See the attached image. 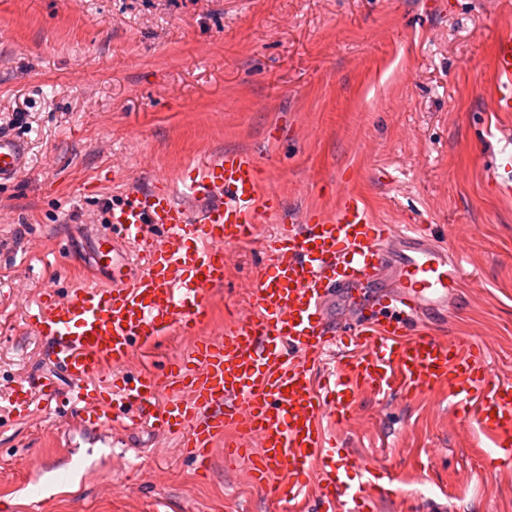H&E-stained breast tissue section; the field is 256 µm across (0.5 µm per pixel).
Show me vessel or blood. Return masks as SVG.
I'll list each match as a JSON object with an SVG mask.
<instances>
[{
    "label": "vessel or blood",
    "mask_w": 512,
    "mask_h": 512,
    "mask_svg": "<svg viewBox=\"0 0 512 512\" xmlns=\"http://www.w3.org/2000/svg\"><path fill=\"white\" fill-rule=\"evenodd\" d=\"M494 109L512 115V30L496 39ZM493 176L512 197V131ZM26 165L23 143L0 135V185ZM277 197L262 189L254 154L198 160L179 187L127 193L114 206L106 244L112 281L87 280L63 296L43 293L30 319L71 384L82 422L108 428L128 420L179 436L183 455L208 467L216 445L227 464H247L252 479L288 512H303L302 493L320 490L321 512H370L371 470L352 454L337 455L322 431L324 417L345 422L362 391L415 397L443 394L450 407L493 449L512 447V382L492 379L482 344L469 336L442 340L425 329L447 312L461 278L429 226L379 224L362 199L342 194L334 213L305 212L268 238L270 259L250 284L251 314L218 340L201 338L175 356L165 376L124 374L134 345L149 346L173 330L191 333L207 316L206 295L224 284V252L254 239L257 224L280 217ZM394 277L369 313L334 328L329 304ZM354 336L360 353L342 352L322 383L311 370ZM108 384L91 386L104 370ZM166 400H159V393ZM53 398V378L9 396L16 410L34 396Z\"/></svg>",
    "instance_id": "vessel-or-blood-1"
}]
</instances>
